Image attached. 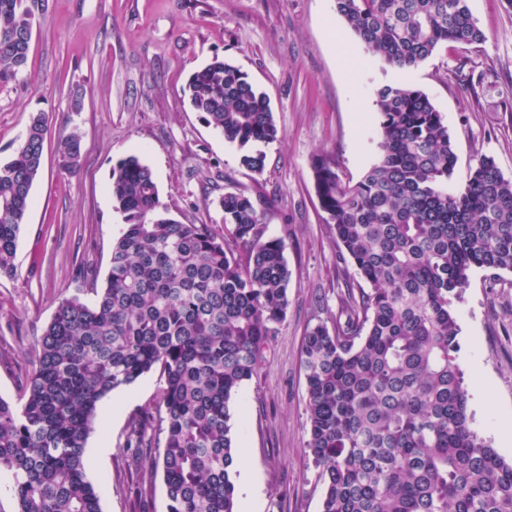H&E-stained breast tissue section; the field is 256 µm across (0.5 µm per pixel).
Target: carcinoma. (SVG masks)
Instances as JSON below:
<instances>
[{"label": "carcinoma", "instance_id": "cac0c4a2", "mask_svg": "<svg viewBox=\"0 0 512 512\" xmlns=\"http://www.w3.org/2000/svg\"><path fill=\"white\" fill-rule=\"evenodd\" d=\"M39 0H0V85L27 62ZM373 56L399 70L444 42L485 40L468 0H335ZM190 103L240 162L260 174L277 138L266 96L240 68L214 60L189 79ZM379 158L353 183L314 160L313 181L340 258L369 288L347 284L333 329L303 345L309 435L320 468L321 512H512V463L470 430L456 354L452 299L475 268L512 272V180L489 156L448 188L457 155L429 96L409 84L376 92ZM46 122L34 116L0 160V275L16 273L21 226L41 171ZM82 136L58 138L59 166L75 171ZM112 203L124 224L103 286L62 300L38 343L33 373L13 405L0 398V473L18 512H102L87 477L86 442L100 403L153 370L166 512H236L231 401L258 374L285 317L286 245L265 237L264 215L243 193L220 200L224 233L167 215L151 168L116 162ZM150 414L129 424L137 465Z\"/></svg>", "mask_w": 512, "mask_h": 512}]
</instances>
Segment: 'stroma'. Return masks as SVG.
I'll list each match as a JSON object with an SVG mask.
<instances>
[{"mask_svg": "<svg viewBox=\"0 0 512 512\" xmlns=\"http://www.w3.org/2000/svg\"><path fill=\"white\" fill-rule=\"evenodd\" d=\"M468 4L484 42L441 44L400 72L346 29L334 0H45L25 67L0 87L1 160L32 114L49 118L17 274L0 276V398L17 403L58 302L83 296L88 273L107 277L122 222L110 192L117 160L135 155L149 165L161 203L185 224L223 230L220 198L244 192L263 210L267 237L285 241L292 276L262 368L231 403L234 446L250 452L249 470L233 469L231 479L237 499L258 495L260 512H321L323 485L305 450L302 350L312 327L332 325L338 296L357 274L338 257L311 164L328 155L343 178L359 180L379 155L375 93L402 82L423 90L448 126L458 158L451 188L483 155L512 180V5ZM216 57L270 101L278 137L263 147V173L243 167L237 146L190 106L191 75ZM462 65L483 77L475 92L459 83ZM73 127L82 157L66 173L55 144ZM453 309L470 427L511 462L512 439L501 429L512 423V272L494 278L474 269ZM159 388L151 372L114 390L92 423L88 448H107L87 471L104 486L102 512H166L162 478L149 465L129 467L126 448L131 419L154 411Z\"/></svg>", "mask_w": 512, "mask_h": 512, "instance_id": "stroma-1", "label": "stroma"}]
</instances>
